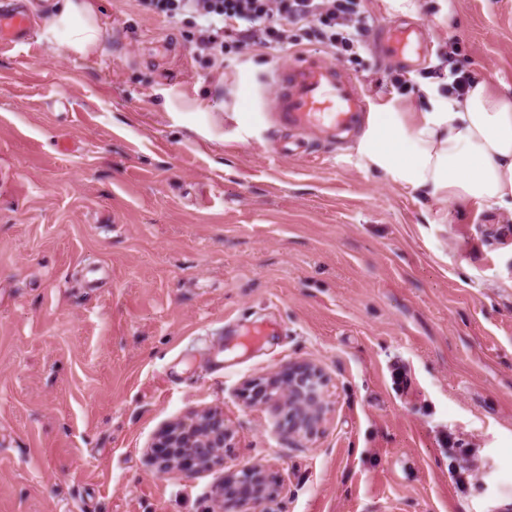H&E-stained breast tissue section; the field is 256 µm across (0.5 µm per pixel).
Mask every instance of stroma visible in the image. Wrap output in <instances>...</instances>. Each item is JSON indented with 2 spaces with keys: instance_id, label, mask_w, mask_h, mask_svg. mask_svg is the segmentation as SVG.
<instances>
[{
  "instance_id": "stroma-1",
  "label": "stroma",
  "mask_w": 512,
  "mask_h": 512,
  "mask_svg": "<svg viewBox=\"0 0 512 512\" xmlns=\"http://www.w3.org/2000/svg\"><path fill=\"white\" fill-rule=\"evenodd\" d=\"M0 51V512H211L242 466L270 512H512V215L412 192L357 144L270 155L272 52L193 53V19L95 0L99 46ZM512 93V0H372ZM404 112L424 92L378 87ZM315 434L247 408L288 365ZM224 415L222 461L158 473L165 429ZM324 377L310 365L290 366L267 381L255 382L248 393L246 406L277 403L292 409L291 430L312 435L321 421V389ZM297 414V415H296Z\"/></svg>"
}]
</instances>
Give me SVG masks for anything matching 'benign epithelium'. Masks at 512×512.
I'll return each mask as SVG.
<instances>
[{"label": "benign epithelium", "mask_w": 512, "mask_h": 512, "mask_svg": "<svg viewBox=\"0 0 512 512\" xmlns=\"http://www.w3.org/2000/svg\"><path fill=\"white\" fill-rule=\"evenodd\" d=\"M324 377L310 365L290 366L280 370L266 381L254 383L247 396L246 406L277 403L292 409L291 430L312 435L321 421V389ZM230 434L224 426V415L216 412L202 413L187 422L171 426L157 447L165 449L156 454L155 464L163 473L174 467L208 465L223 457ZM274 491L267 487L260 470L246 465L240 470L236 482L224 487L217 500L216 512L227 507L255 509L273 501Z\"/></svg>", "instance_id": "7a95c632"}]
</instances>
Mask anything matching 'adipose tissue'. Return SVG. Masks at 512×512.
Instances as JSON below:
<instances>
[{
    "mask_svg": "<svg viewBox=\"0 0 512 512\" xmlns=\"http://www.w3.org/2000/svg\"><path fill=\"white\" fill-rule=\"evenodd\" d=\"M45 37L65 32L67 53L96 50L92 0H45ZM367 166L393 182L450 202L512 213V96L475 80L463 100L442 99L412 114L379 107L358 146Z\"/></svg>",
    "mask_w": 512,
    "mask_h": 512,
    "instance_id": "adipose-tissue-1",
    "label": "adipose tissue"
}]
</instances>
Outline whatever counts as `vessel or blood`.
<instances>
[{
	"mask_svg": "<svg viewBox=\"0 0 512 512\" xmlns=\"http://www.w3.org/2000/svg\"><path fill=\"white\" fill-rule=\"evenodd\" d=\"M34 27L27 12L0 10V48L29 42ZM381 53L408 70L423 65L432 54L428 35L410 19L387 21L373 36ZM276 90L264 103L269 123L292 134V151H300L306 139L345 142L362 132L372 112L363 85L336 64L313 53L298 55L275 68Z\"/></svg>",
	"mask_w": 512,
	"mask_h": 512,
	"instance_id": "obj_1",
	"label": "vessel or blood"
}]
</instances>
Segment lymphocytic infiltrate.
<instances>
[{
    "label": "lymphocytic infiltrate",
    "instance_id": "obj_1",
    "mask_svg": "<svg viewBox=\"0 0 512 512\" xmlns=\"http://www.w3.org/2000/svg\"><path fill=\"white\" fill-rule=\"evenodd\" d=\"M143 9L168 24L183 16L198 19L197 51L219 57L225 39L271 51L299 46L300 35L313 37L335 60L365 64L369 35L377 21L366 0H140ZM460 41L449 37L447 48H436L435 60L423 68L427 78L447 73L445 91L460 98L474 78L460 66Z\"/></svg>",
    "mask_w": 512,
    "mask_h": 512
}]
</instances>
